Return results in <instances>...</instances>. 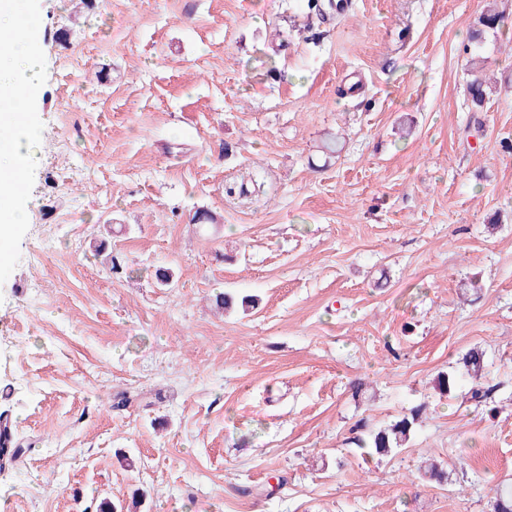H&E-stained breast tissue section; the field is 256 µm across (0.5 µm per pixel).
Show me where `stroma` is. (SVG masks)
<instances>
[{
	"label": "stroma",
	"instance_id": "stroma-1",
	"mask_svg": "<svg viewBox=\"0 0 512 512\" xmlns=\"http://www.w3.org/2000/svg\"><path fill=\"white\" fill-rule=\"evenodd\" d=\"M330 3L43 0L0 512H491L512 482V43L486 32L477 109L486 0ZM475 347L489 399L436 392ZM484 59L478 53H473L468 60V73L472 78L467 83V93L472 104L483 108L490 98L491 88L482 77ZM422 407L411 409L408 413L399 416L393 424L387 428H380L370 433L365 443L369 454L386 456L393 448L403 446L418 424Z\"/></svg>",
	"mask_w": 512,
	"mask_h": 512
}]
</instances>
